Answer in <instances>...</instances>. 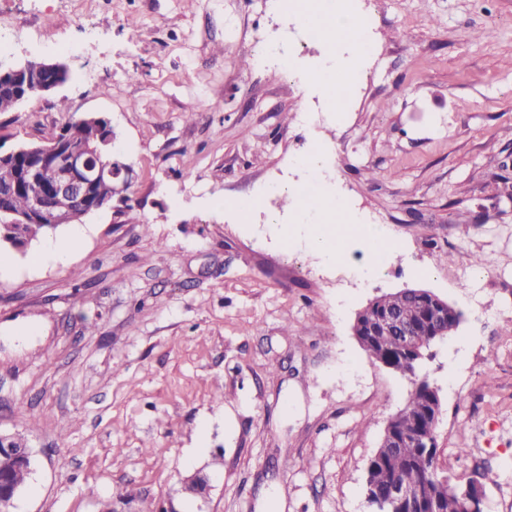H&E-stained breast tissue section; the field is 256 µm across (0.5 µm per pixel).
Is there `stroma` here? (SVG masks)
I'll list each match as a JSON object with an SVG mask.
<instances>
[{
	"label": "stroma",
	"instance_id": "stroma-1",
	"mask_svg": "<svg viewBox=\"0 0 512 512\" xmlns=\"http://www.w3.org/2000/svg\"><path fill=\"white\" fill-rule=\"evenodd\" d=\"M352 8L373 50L336 109L304 86L320 42L273 0H0V61L68 70L0 112V139L102 114L132 167L68 265L0 250V433L36 458L10 512H371L366 467L412 385L352 324L406 288L461 313L418 370L442 398L438 470L484 474V512H512V0ZM312 148L322 188L400 244L372 285L281 201ZM199 471L206 496L184 497Z\"/></svg>",
	"mask_w": 512,
	"mask_h": 512
}]
</instances>
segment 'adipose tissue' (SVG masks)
Listing matches in <instances>:
<instances>
[{"instance_id":"1","label":"adipose tissue","mask_w":512,"mask_h":512,"mask_svg":"<svg viewBox=\"0 0 512 512\" xmlns=\"http://www.w3.org/2000/svg\"><path fill=\"white\" fill-rule=\"evenodd\" d=\"M299 15L319 30L332 63L330 69L321 71L318 85L332 104L341 105L348 93L350 63L364 60L372 51L368 27L361 14L345 13L341 0H310ZM295 163L309 174L307 190L296 197L295 213L299 222L311 227L310 248L331 264L343 263L353 250H361L357 275L363 283H373L398 253V243L380 225L351 223L347 200L318 190L324 165L319 150L298 155Z\"/></svg>"}]
</instances>
